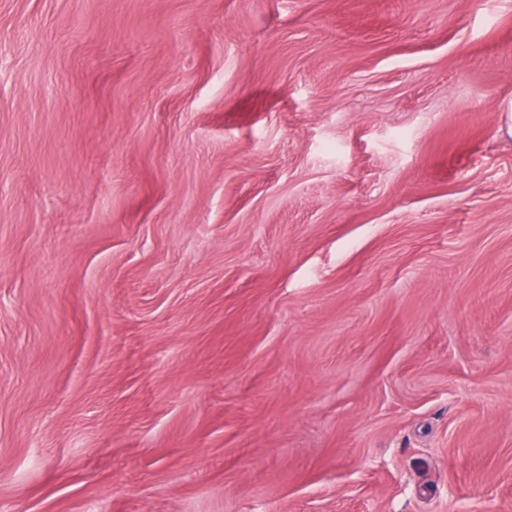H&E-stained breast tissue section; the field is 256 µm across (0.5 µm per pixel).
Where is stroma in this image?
<instances>
[{"mask_svg":"<svg viewBox=\"0 0 512 512\" xmlns=\"http://www.w3.org/2000/svg\"><path fill=\"white\" fill-rule=\"evenodd\" d=\"M512 0H0V512H512Z\"/></svg>","mask_w":512,"mask_h":512,"instance_id":"obj_1","label":"stroma"}]
</instances>
